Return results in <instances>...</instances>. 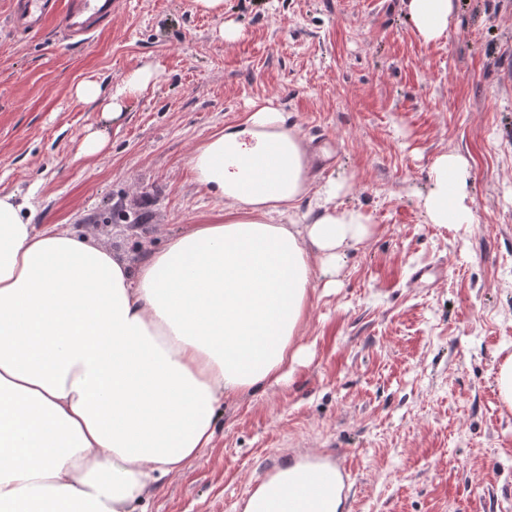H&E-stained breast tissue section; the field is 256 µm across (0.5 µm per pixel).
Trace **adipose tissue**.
Masks as SVG:
<instances>
[{"label": "adipose tissue", "instance_id": "ef3b65f1", "mask_svg": "<svg viewBox=\"0 0 512 512\" xmlns=\"http://www.w3.org/2000/svg\"><path fill=\"white\" fill-rule=\"evenodd\" d=\"M417 35L445 36L455 0H403ZM141 68L102 97L118 118L155 84ZM196 182L223 204L131 263L60 224H33L28 199L0 192V512H135L214 435V408L280 380L299 354L317 279L373 235L371 216L314 186L309 152L271 108L225 125L190 155ZM470 162L438 155L420 196L427 223L469 224ZM314 205H306L307 197ZM288 465L249 498L288 512H342L336 488L305 486Z\"/></svg>", "mask_w": 512, "mask_h": 512}]
</instances>
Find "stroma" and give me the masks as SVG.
Listing matches in <instances>:
<instances>
[{
    "mask_svg": "<svg viewBox=\"0 0 512 512\" xmlns=\"http://www.w3.org/2000/svg\"><path fill=\"white\" fill-rule=\"evenodd\" d=\"M0 0V191L129 261L215 214L191 151L261 106L330 156L368 243L316 285L301 356L277 385L216 410L210 448L136 512H240L264 465L322 449L351 470L344 512H512V412L494 389L512 351V0H456L424 43L402 0H118L85 44L22 33ZM241 32L230 43L221 24ZM160 79L117 119L72 96L144 66ZM107 133L95 155L86 135ZM471 164L470 224L426 223L433 160ZM144 215L128 224L124 215ZM427 266L435 276L412 280Z\"/></svg>",
    "mask_w": 512,
    "mask_h": 512,
    "instance_id": "1",
    "label": "stroma"
}]
</instances>
